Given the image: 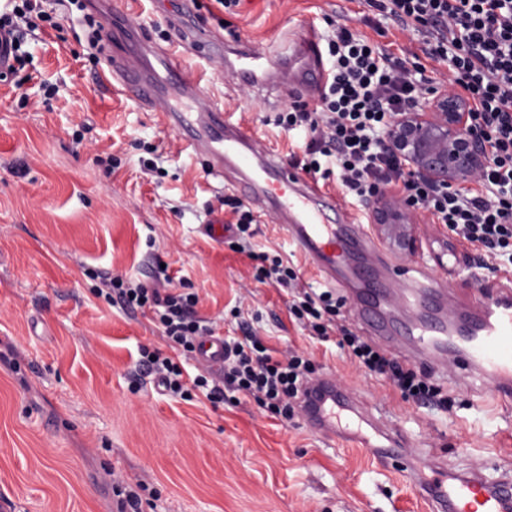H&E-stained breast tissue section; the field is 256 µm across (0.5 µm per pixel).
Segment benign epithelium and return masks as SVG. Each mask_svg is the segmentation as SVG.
<instances>
[{
	"label": "benign epithelium",
	"mask_w": 512,
	"mask_h": 512,
	"mask_svg": "<svg viewBox=\"0 0 512 512\" xmlns=\"http://www.w3.org/2000/svg\"><path fill=\"white\" fill-rule=\"evenodd\" d=\"M471 108L468 98L435 88L425 107L401 112L393 119L388 146L411 176L444 190L464 188L490 157ZM413 210L405 194L396 189H383L375 197L377 234L409 258L418 252Z\"/></svg>",
	"instance_id": "7a95c632"
}]
</instances>
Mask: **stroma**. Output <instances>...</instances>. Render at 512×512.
<instances>
[{
  "label": "stroma",
  "instance_id": "obj_1",
  "mask_svg": "<svg viewBox=\"0 0 512 512\" xmlns=\"http://www.w3.org/2000/svg\"><path fill=\"white\" fill-rule=\"evenodd\" d=\"M158 47L179 53L201 74L232 120L250 124L288 159L293 144L268 124L274 113L210 62L209 31L221 43L285 41L300 21L332 18L388 46L398 57L420 53L422 37L401 30L365 0H241L215 19L187 13L180 34L170 25L183 0H114ZM103 29L101 10L58 11L61 31L27 38L33 60L0 76V499L13 512H116L112 475L140 495L142 512H434L420 489L391 463L344 437L311 432L301 414L272 415L250 397L211 404L161 393L136 376L139 346L166 349L157 328L94 295L96 272L150 282L151 267L198 293L200 316L218 319L225 340L240 337L229 317L241 306L266 344L308 356L316 374L356 393L405 442L441 454L450 470L484 467L512 473V405H503L456 366L433 374L450 395L449 411L405 400L335 342H322L289 316L284 289L257 282L252 261L230 237L205 224L224 213L231 176L208 174L201 161L113 84L103 38L97 60L86 51V17ZM179 22V21H178ZM57 92L46 96V86ZM164 147L161 175L146 178L139 160ZM112 155V168L96 156ZM182 205L174 213L173 205ZM413 222L415 258L459 303L495 293L498 273L479 268V251L433 223L424 209ZM253 239L258 251L288 258L302 280L318 277L269 214Z\"/></svg>",
  "mask_w": 512,
  "mask_h": 512
}]
</instances>
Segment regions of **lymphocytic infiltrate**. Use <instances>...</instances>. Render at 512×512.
Segmentation results:
<instances>
[{
  "instance_id": "lymphocytic-infiltrate-1",
  "label": "lymphocytic infiltrate",
  "mask_w": 512,
  "mask_h": 512,
  "mask_svg": "<svg viewBox=\"0 0 512 512\" xmlns=\"http://www.w3.org/2000/svg\"><path fill=\"white\" fill-rule=\"evenodd\" d=\"M369 5L402 29L425 33L427 59L448 66L453 86L472 99L475 121L491 145V158L476 177L478 187L463 193L438 190L404 173L386 135L398 113L417 107L429 94L424 69L345 24H331L322 36L331 63L315 104L297 99L274 116V125L291 133L299 147L291 156L294 166L364 202L376 187L402 183L418 207L480 249L484 269L495 272L512 265V0H369ZM32 10V0H18L9 12L0 13V45L7 51L8 72L24 67L28 59L23 45L26 33L35 28L29 18ZM224 206L236 218L238 249L254 261L256 279L290 290L289 311L305 330L325 341L331 332H339V347L403 398L450 409V398L432 383L425 368L337 328L334 318L343 297L315 291L301 283L281 256L253 250L246 237L257 218L239 198L225 196ZM99 279L96 295L124 311L150 315L169 347L185 360L193 359L200 337L215 331L212 321L196 314L197 293L172 290L167 269H155L152 287L107 272ZM239 328L241 340L224 347V371L218 380L199 374L191 386H184L182 362L146 346L140 349L138 368L184 400L192 390L202 389L216 405L231 391L253 397L272 414L290 416L311 370L310 360L290 350L274 358L248 322H240Z\"/></svg>"
}]
</instances>
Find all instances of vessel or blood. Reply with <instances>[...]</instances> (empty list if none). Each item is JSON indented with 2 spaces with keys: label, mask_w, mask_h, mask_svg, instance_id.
Returning <instances> with one entry per match:
<instances>
[{
  "label": "vessel or blood",
  "mask_w": 512,
  "mask_h": 512,
  "mask_svg": "<svg viewBox=\"0 0 512 512\" xmlns=\"http://www.w3.org/2000/svg\"><path fill=\"white\" fill-rule=\"evenodd\" d=\"M112 30L120 51L111 57L109 69L123 91L139 108L156 112L187 151L204 158L212 174L231 171L238 192L277 217L326 283L356 292L358 283L348 264L354 254L362 258L364 272H399V264L363 225L341 215L334 194L284 166L248 126L230 121L177 54L144 40L140 27L123 13L113 12ZM223 55L236 82L253 91L280 95L288 87L300 86L314 99L326 78L315 34L303 22L295 26L287 47L239 41L226 46ZM442 291L428 271L418 269L393 288L378 282L372 295L360 299L356 314L372 339L389 350L394 336L386 308L409 306ZM407 334L419 346L414 360L434 367L454 363L469 377L493 384L499 398L512 399V286L502 285L494 294L472 301L466 331L419 322ZM196 357L202 367L219 368L224 362L223 337H205ZM358 410L356 398L330 375L311 380L300 402L306 425L319 434H336L339 414ZM375 431L384 445L367 441L364 450L372 456H390L397 444L395 429L379 425ZM397 455L405 476L415 479L437 503L436 512H512V480L492 479L479 470L449 473L436 455L426 456L418 449Z\"/></svg>",
  "instance_id": "1"
}]
</instances>
